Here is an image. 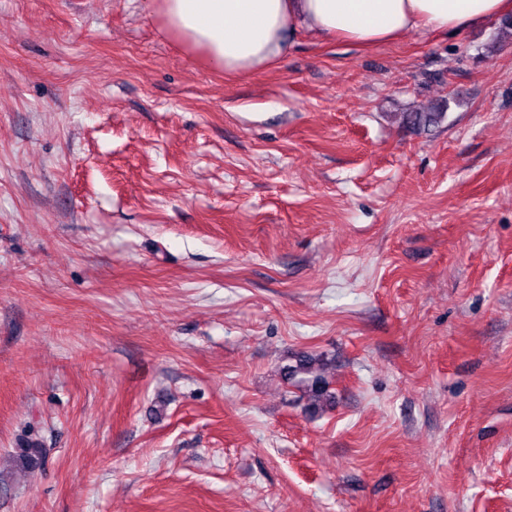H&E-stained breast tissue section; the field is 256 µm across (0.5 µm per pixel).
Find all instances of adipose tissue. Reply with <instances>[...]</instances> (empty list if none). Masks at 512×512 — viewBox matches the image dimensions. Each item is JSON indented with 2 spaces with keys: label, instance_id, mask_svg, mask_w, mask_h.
<instances>
[{
  "label": "adipose tissue",
  "instance_id": "ef3b65f1",
  "mask_svg": "<svg viewBox=\"0 0 512 512\" xmlns=\"http://www.w3.org/2000/svg\"><path fill=\"white\" fill-rule=\"evenodd\" d=\"M166 30L228 74L274 66L286 35L306 27L358 46L424 27L466 30L512 13V0H159Z\"/></svg>",
  "mask_w": 512,
  "mask_h": 512
}]
</instances>
